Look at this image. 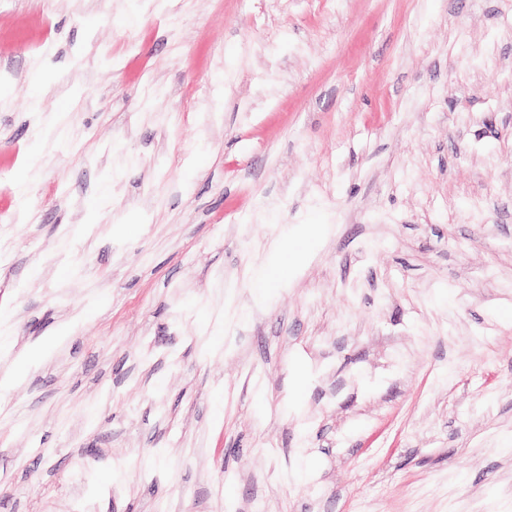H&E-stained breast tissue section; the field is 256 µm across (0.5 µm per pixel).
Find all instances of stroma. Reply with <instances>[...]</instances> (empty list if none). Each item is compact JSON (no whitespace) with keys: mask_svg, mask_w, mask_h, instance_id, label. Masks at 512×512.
I'll use <instances>...</instances> for the list:
<instances>
[{"mask_svg":"<svg viewBox=\"0 0 512 512\" xmlns=\"http://www.w3.org/2000/svg\"><path fill=\"white\" fill-rule=\"evenodd\" d=\"M0 237V512H512V0H0ZM299 250L286 248L279 253V261L275 265H265L254 269L251 273V284L256 299H260L271 284L280 282L292 271L298 259ZM266 288V289H265Z\"/></svg>","mask_w":512,"mask_h":512,"instance_id":"35a3bbf8","label":"stroma"}]
</instances>
